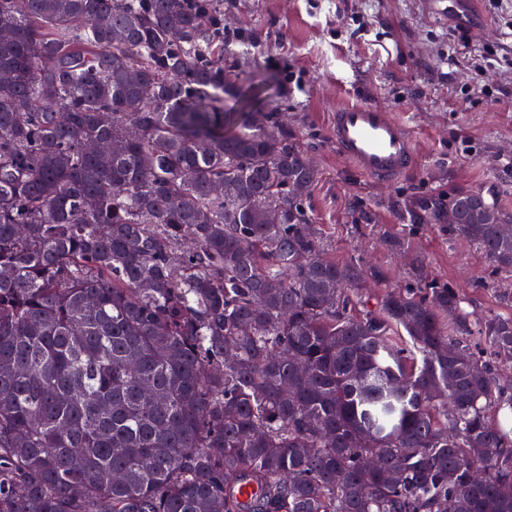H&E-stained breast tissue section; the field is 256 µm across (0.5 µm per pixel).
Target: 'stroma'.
Listing matches in <instances>:
<instances>
[{
	"label": "stroma",
	"instance_id": "obj_1",
	"mask_svg": "<svg viewBox=\"0 0 512 512\" xmlns=\"http://www.w3.org/2000/svg\"><path fill=\"white\" fill-rule=\"evenodd\" d=\"M224 74L272 112L315 159L307 200L327 254L383 272L364 289L375 305L414 283L412 254L454 288L471 317L512 314V270L492 267L474 245L440 224L410 223L425 195L481 190L512 213V0H475L468 15L440 18L424 0H222ZM485 57L450 62L461 41ZM363 101L404 120L418 142L414 171L374 181L329 140L336 105ZM398 236L408 252L391 250Z\"/></svg>",
	"mask_w": 512,
	"mask_h": 512
}]
</instances>
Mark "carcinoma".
Wrapping results in <instances>:
<instances>
[{
	"label": "carcinoma",
	"instance_id": "obj_1",
	"mask_svg": "<svg viewBox=\"0 0 512 512\" xmlns=\"http://www.w3.org/2000/svg\"><path fill=\"white\" fill-rule=\"evenodd\" d=\"M230 91L220 0H0V512H512V315L368 306ZM479 195L406 213L511 269Z\"/></svg>",
	"mask_w": 512,
	"mask_h": 512
}]
</instances>
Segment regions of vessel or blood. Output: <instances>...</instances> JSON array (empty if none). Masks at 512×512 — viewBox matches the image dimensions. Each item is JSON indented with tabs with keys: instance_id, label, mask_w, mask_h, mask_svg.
Here are the masks:
<instances>
[{
	"instance_id": "obj_1",
	"label": "vessel or blood",
	"mask_w": 512,
	"mask_h": 512,
	"mask_svg": "<svg viewBox=\"0 0 512 512\" xmlns=\"http://www.w3.org/2000/svg\"><path fill=\"white\" fill-rule=\"evenodd\" d=\"M330 138L343 159L382 182L402 178L415 166V139L407 124L369 103L338 107Z\"/></svg>"
}]
</instances>
